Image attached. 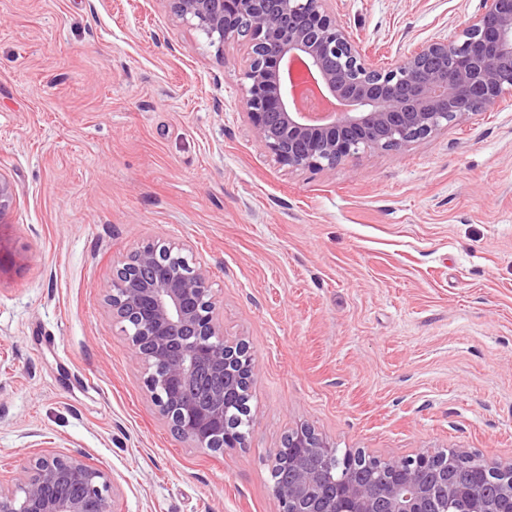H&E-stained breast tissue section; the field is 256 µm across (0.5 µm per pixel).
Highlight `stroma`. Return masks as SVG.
I'll return each instance as SVG.
<instances>
[{
    "label": "stroma",
    "mask_w": 512,
    "mask_h": 512,
    "mask_svg": "<svg viewBox=\"0 0 512 512\" xmlns=\"http://www.w3.org/2000/svg\"><path fill=\"white\" fill-rule=\"evenodd\" d=\"M387 66L482 0H331ZM247 44L166 0H0V488L45 452L117 482V512H277L272 452L512 459V91L400 150L291 171L241 107ZM186 245L257 364L245 447L159 414L106 295L116 262Z\"/></svg>",
    "instance_id": "stroma-1"
}]
</instances>
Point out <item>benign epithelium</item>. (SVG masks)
<instances>
[{
    "label": "benign epithelium",
    "instance_id": "obj_1",
    "mask_svg": "<svg viewBox=\"0 0 512 512\" xmlns=\"http://www.w3.org/2000/svg\"><path fill=\"white\" fill-rule=\"evenodd\" d=\"M171 11L223 45L243 34L248 59L242 108L261 150L289 170L317 171L368 149L399 150L498 102L512 89V0H483L451 41L424 42L389 68H377L339 24L329 0H167ZM313 87L332 105L304 110ZM17 196L0 174V221ZM182 245L146 243L118 261L107 305L135 322L130 342L159 413L193 448L222 452L245 440L224 426L256 364L249 345L224 336L209 272L187 266ZM273 462H284L272 495L278 512H512V460L485 462L477 492L456 477L470 454L431 448L414 456L347 451L340 479L304 460L305 450L335 457L309 426L292 429ZM114 485L80 455L46 453L14 487L0 489V512H110Z\"/></svg>",
    "mask_w": 512,
    "mask_h": 512
}]
</instances>
